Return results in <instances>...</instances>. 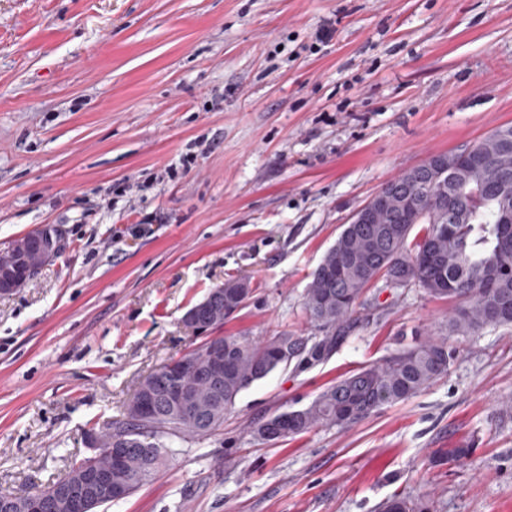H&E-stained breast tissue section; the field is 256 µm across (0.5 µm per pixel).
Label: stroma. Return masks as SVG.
Listing matches in <instances>:
<instances>
[{
    "mask_svg": "<svg viewBox=\"0 0 512 512\" xmlns=\"http://www.w3.org/2000/svg\"><path fill=\"white\" fill-rule=\"evenodd\" d=\"M508 123L512 0H0V250L43 224L68 241L0 295V493L86 456L201 344L182 316L225 281L251 294L220 335H322L303 295L352 214ZM362 301L329 356L254 383L98 512H512V329L449 337L447 374L351 427L255 437L453 307L415 286ZM383 512H428L429 507L409 495L396 494L382 505Z\"/></svg>",
    "mask_w": 512,
    "mask_h": 512,
    "instance_id": "35a3bbf8",
    "label": "stroma"
}]
</instances>
